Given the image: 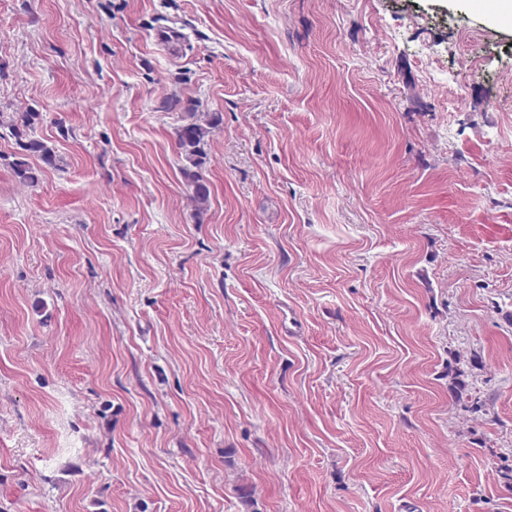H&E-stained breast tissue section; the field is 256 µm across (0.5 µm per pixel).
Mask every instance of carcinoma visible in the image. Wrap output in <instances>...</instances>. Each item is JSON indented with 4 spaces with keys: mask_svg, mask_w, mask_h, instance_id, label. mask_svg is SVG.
Instances as JSON below:
<instances>
[{
    "mask_svg": "<svg viewBox=\"0 0 512 512\" xmlns=\"http://www.w3.org/2000/svg\"><path fill=\"white\" fill-rule=\"evenodd\" d=\"M197 107L196 102H188L183 122L175 128V143L183 162L181 173L188 187L194 215L199 217L208 210L211 200L210 183L204 175L207 163L205 146L221 126L223 117L219 112H199ZM40 119L38 112H20L16 118L6 117L0 112V129L8 130L17 146L11 168L15 178L22 184L38 181L37 170L27 161L31 156L39 158L48 168L64 170L60 155L35 133Z\"/></svg>",
    "mask_w": 512,
    "mask_h": 512,
    "instance_id": "obj_1",
    "label": "carcinoma"
}]
</instances>
